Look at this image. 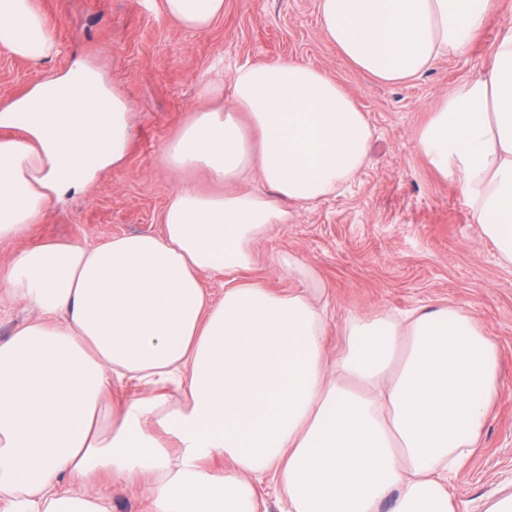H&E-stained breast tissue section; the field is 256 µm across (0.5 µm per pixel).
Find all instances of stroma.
<instances>
[{
	"mask_svg": "<svg viewBox=\"0 0 512 512\" xmlns=\"http://www.w3.org/2000/svg\"><path fill=\"white\" fill-rule=\"evenodd\" d=\"M159 3L34 0L50 20L57 53L34 65L0 48V105L80 59L103 69L131 107L123 165L102 174L86 194L51 207L25 239L0 242V265L49 241L97 243L159 232L162 208L177 187L224 191L204 171L173 172L164 155L165 144L197 111L218 105L206 86L229 84L237 67L255 60L298 57L327 71L373 129L365 165L349 186L294 210L288 223L259 241L257 264L239 277L285 293L296 282L274 265L275 257L290 254L315 268L332 355L356 315L452 305L473 316L496 340L501 392L479 448L459 470L453 497L456 512H486L494 499L512 493V264L499 259L464 197L417 141L441 97L482 71L512 19V0H497L465 52L397 85L358 73L342 58L321 31L317 0H224L223 17L203 32L185 30Z\"/></svg>",
	"mask_w": 512,
	"mask_h": 512,
	"instance_id": "1",
	"label": "stroma"
}]
</instances>
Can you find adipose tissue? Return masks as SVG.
<instances>
[{
  "label": "adipose tissue",
  "instance_id": "1",
  "mask_svg": "<svg viewBox=\"0 0 512 512\" xmlns=\"http://www.w3.org/2000/svg\"><path fill=\"white\" fill-rule=\"evenodd\" d=\"M496 0H318L323 34L361 73L399 84L468 48ZM191 31L224 0H161ZM0 47L55 53L33 0H0ZM0 242L86 193L127 153L130 106L76 64L0 110ZM373 131L324 70L297 58L237 68L225 107L197 113L165 149L219 196L174 191L156 234L45 243L0 266V306L34 319L0 344V503L6 512H108L93 482L141 484L148 512H261L278 474L286 512H455L453 482L499 394L498 348L472 316L419 307L357 315L335 358L308 289L237 281L255 245L353 181ZM419 149L512 263V24L480 74L445 95ZM272 196L242 190L252 175ZM223 281L213 296L204 278ZM138 385L107 405L113 380ZM175 383L173 405L165 390ZM224 458L216 474L206 459ZM259 498L265 502L268 512H279V500L283 496V489L277 480L264 477L255 482Z\"/></svg>",
  "mask_w": 512,
  "mask_h": 512
}]
</instances>
